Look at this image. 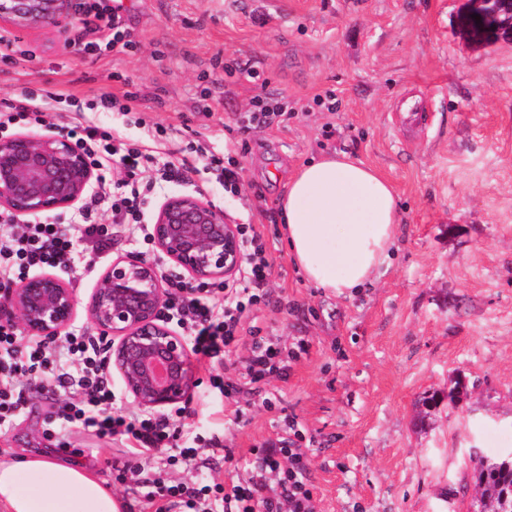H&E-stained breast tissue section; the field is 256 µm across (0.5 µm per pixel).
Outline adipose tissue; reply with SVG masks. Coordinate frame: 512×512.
Returning a JSON list of instances; mask_svg holds the SVG:
<instances>
[{
  "instance_id": "ef3b65f1",
  "label": "adipose tissue",
  "mask_w": 512,
  "mask_h": 512,
  "mask_svg": "<svg viewBox=\"0 0 512 512\" xmlns=\"http://www.w3.org/2000/svg\"><path fill=\"white\" fill-rule=\"evenodd\" d=\"M280 209L288 253L315 287L358 293L397 249L401 216L391 184L347 153L299 168ZM0 512H125V505L87 468L34 455L0 457Z\"/></svg>"
}]
</instances>
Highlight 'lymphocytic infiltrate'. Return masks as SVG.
I'll use <instances>...</instances> for the list:
<instances>
[{"label": "lymphocytic infiltrate", "instance_id": "lymphocytic-infiltrate-1", "mask_svg": "<svg viewBox=\"0 0 512 512\" xmlns=\"http://www.w3.org/2000/svg\"><path fill=\"white\" fill-rule=\"evenodd\" d=\"M83 15L76 38L88 55L101 48L103 35H110L115 53H129L137 47L133 33L123 20V0H83ZM27 102L0 110V132L19 125H44L51 104L68 103L56 113L55 128L72 139L98 170L97 183L67 224L41 221L16 224L11 214L0 212V285L20 282L26 272L45 268L79 266L78 244L93 252L102 251L115 238L131 241L149 239L144 207L158 183L188 180L189 163L160 160L156 151L168 138L160 123L149 125L152 146L128 143L117 132L101 129L87 120V112L137 111V93L103 92L83 100L62 91H26ZM288 113L278 102L258 99L254 108L240 113L233 129L240 136L253 130L287 122ZM125 171V179L111 181L107 171ZM239 233L244 262L236 278L218 289L190 288L174 284L165 305V319L175 322L189 339L192 352L206 367L223 366L218 385L225 395L240 393L243 385L259 391L265 379L281 370V349L277 342L256 343L243 369H235L228 357L245 329L250 308L266 295L270 275L263 236L255 225L243 224ZM224 295L216 305L212 292ZM39 374L42 382L69 390L68 399L58 402L55 417L59 429L74 428L99 438L118 441L125 453L150 459L165 449L176 434L168 418L151 414L118 413L113 409L115 394L110 372L92 337L75 329L67 333L59 349L51 350L26 340L11 323L0 322V430L25 410L31 391L26 379ZM249 479L228 485H208L198 474L195 486L179 482L166 489L165 502H157L148 477L134 479L149 512H310L311 491L306 484L307 461L303 453L277 443L257 449ZM277 474L276 496H265L269 474Z\"/></svg>", "mask_w": 512, "mask_h": 512}]
</instances>
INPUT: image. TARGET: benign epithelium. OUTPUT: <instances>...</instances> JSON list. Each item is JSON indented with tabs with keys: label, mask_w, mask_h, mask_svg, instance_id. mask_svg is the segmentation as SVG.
<instances>
[{
	"label": "benign epithelium",
	"mask_w": 512,
	"mask_h": 512,
	"mask_svg": "<svg viewBox=\"0 0 512 512\" xmlns=\"http://www.w3.org/2000/svg\"><path fill=\"white\" fill-rule=\"evenodd\" d=\"M469 2L485 38H512V0ZM71 16L70 0H0L2 30H59ZM93 180L85 158L63 136L20 132L0 140V208L18 218L73 207ZM151 240L158 258L189 284L230 280L242 267L236 224L198 194L166 197L152 217ZM166 284L153 263L118 257L87 305L107 344L112 371L146 411L186 401L195 382L187 342L161 314L169 295ZM75 312L74 290L49 273L0 289V320L17 321L25 336L54 340L71 326Z\"/></svg>",
	"instance_id": "benign-epithelium-1"
}]
</instances>
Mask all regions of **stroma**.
I'll return each mask as SVG.
<instances>
[{
  "label": "stroma",
  "instance_id": "obj_1",
  "mask_svg": "<svg viewBox=\"0 0 512 512\" xmlns=\"http://www.w3.org/2000/svg\"><path fill=\"white\" fill-rule=\"evenodd\" d=\"M139 48L80 52L71 34L17 35L36 66L0 64V105L26 88L68 87L80 97L130 90L149 119L170 126L163 160H194L190 144L232 156L239 194L207 171L167 191H198L235 223L260 229L268 248V303L248 325L282 349L306 348L259 394L224 397L197 367L173 446L154 469L191 481L173 459L194 438L223 451L204 471L247 477L254 449L274 440L308 460L313 512H471L472 461L512 453V40H475L468 0H124ZM246 65L257 78L228 75ZM121 72L124 83L112 81ZM209 98H202L203 88ZM286 107V125L247 140L228 132L254 98ZM344 151L376 168L402 213L398 249L376 287L322 292L297 273L280 234L278 200L303 163ZM156 261L153 245L124 242L91 268L57 270L78 299L74 328L112 260ZM462 400L449 404L448 393ZM63 390L35 393L0 455L23 459L48 445ZM55 458L89 466L140 512L123 479L134 466L108 438L77 431Z\"/></svg>",
  "mask_w": 512,
  "mask_h": 512
}]
</instances>
